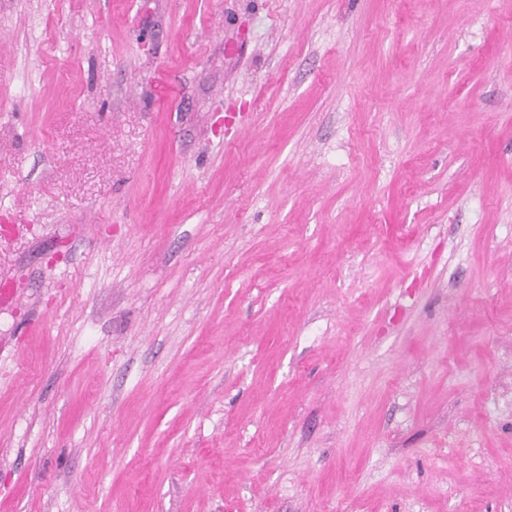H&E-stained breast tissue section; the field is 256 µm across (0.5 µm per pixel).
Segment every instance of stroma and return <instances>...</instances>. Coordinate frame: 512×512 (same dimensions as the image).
Returning <instances> with one entry per match:
<instances>
[{"label": "stroma", "instance_id": "1", "mask_svg": "<svg viewBox=\"0 0 512 512\" xmlns=\"http://www.w3.org/2000/svg\"><path fill=\"white\" fill-rule=\"evenodd\" d=\"M0 512H512V0H0Z\"/></svg>", "mask_w": 512, "mask_h": 512}]
</instances>
